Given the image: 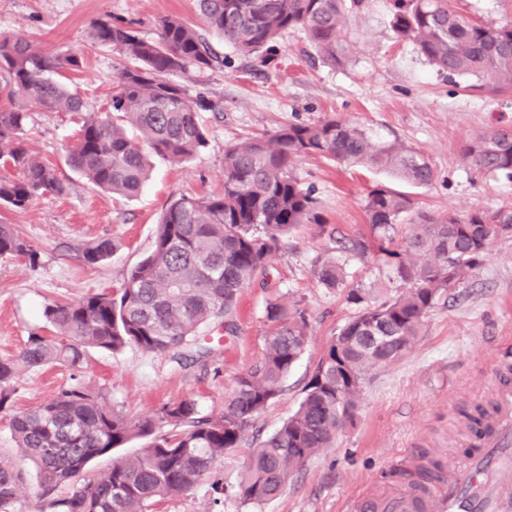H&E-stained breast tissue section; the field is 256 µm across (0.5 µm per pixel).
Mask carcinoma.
<instances>
[{
	"label": "carcinoma",
	"mask_w": 512,
	"mask_h": 512,
	"mask_svg": "<svg viewBox=\"0 0 512 512\" xmlns=\"http://www.w3.org/2000/svg\"><path fill=\"white\" fill-rule=\"evenodd\" d=\"M196 5L210 29L261 61L277 52V39L292 29L305 31L329 65L346 59L345 0H196ZM391 27L438 73L474 77L475 89L483 92L512 89L511 19L475 21L450 8L448 0H392ZM158 30L157 38L145 39L124 19L90 25V45L110 48L125 60L102 108L59 78L64 69H80L79 55L39 54L24 38L0 32V94L11 101L0 109V161L17 171L0 176V206L22 211L41 196L71 189L29 145L33 108L79 116L69 166L120 197L140 192L149 156L180 164L205 148L200 113L218 116L222 107L200 93L190 96L174 77L211 69L220 58L178 16L161 18ZM462 155L477 172L512 181V128H494L464 143ZM308 156L390 171L419 187L434 180L433 168L414 148L376 143L364 129L334 116L233 145L224 153V191L171 199L151 252L120 288L46 305L43 316L54 335L33 333L17 357L0 360V411L9 412L18 449L34 465L40 498L52 512H151L155 504L190 491L212 473L224 451L241 445L257 416L281 395L307 350L308 322L297 309L267 303L262 355L235 378L224 395V411L214 417L199 416L196 401L185 398L132 419L112 408L104 392L81 382L14 413L13 383L21 373L55 363L77 371L91 349L166 353L197 343L199 331L212 324L234 334L238 295L265 278L269 258L293 230L315 224L330 244L314 269L321 285L345 287L344 256L371 255L406 291L371 304L367 289H349L347 300L357 313L328 344L297 409L249 454L239 496L245 502L269 501L353 421L367 369L402 357L448 291L467 283L492 244L512 237L511 208L432 215L416 208L410 196L376 187L364 205L368 232L345 238L326 223L312 190L293 175L295 162ZM113 251L112 240L100 239L84 248L82 258L95 265ZM0 259L34 266L39 252L14 225L0 222ZM143 438L150 443L139 454L115 455ZM104 456L112 457L111 467L80 479L70 495H56ZM22 479L21 468L0 458V512H16Z\"/></svg>",
	"instance_id": "obj_1"
}]
</instances>
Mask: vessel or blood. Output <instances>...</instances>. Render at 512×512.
<instances>
[{"label":"vessel or blood","mask_w":512,"mask_h":512,"mask_svg":"<svg viewBox=\"0 0 512 512\" xmlns=\"http://www.w3.org/2000/svg\"><path fill=\"white\" fill-rule=\"evenodd\" d=\"M476 448L449 464L432 488L374 489L352 512H512V386L501 385Z\"/></svg>","instance_id":"1"}]
</instances>
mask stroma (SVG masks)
Returning a JSON list of instances; mask_svg holds the SVG:
<instances>
[{
	"label": "stroma",
	"instance_id": "1",
	"mask_svg": "<svg viewBox=\"0 0 512 512\" xmlns=\"http://www.w3.org/2000/svg\"><path fill=\"white\" fill-rule=\"evenodd\" d=\"M172 15L193 24L222 60L210 70L189 71L180 83L189 94L203 92L221 100L224 114L201 113L206 148L179 166L153 157L149 181L136 198L126 200L112 198L67 164L75 116L32 111L29 143L71 190L38 198L24 211L0 207V216L40 253L34 267L0 260V359L16 357L29 334L44 332L46 304L119 288L151 251L171 198L221 193L228 145L288 124L333 115L376 140L415 148L434 169L433 184L418 187L366 166L299 159L295 176L312 188L319 214L343 236L366 232L365 198L379 185L410 195L419 209L435 215L512 208V181L476 172L461 153L466 141L512 126V91L488 94L472 89L471 78L439 74L411 42L396 38L386 0H371L367 8L347 13L352 49L336 67L319 58L300 29L279 37L277 53L267 63L243 55L208 28L195 0H0V31L22 35L44 52L79 53L83 65L67 72V81L91 101L103 103L112 95L123 60L112 49L87 44L89 24L124 17L136 21L142 37L152 38L157 21ZM101 238L112 239V256L86 264L83 249ZM327 248L315 225L294 230L272 258L265 280L240 294L234 334L208 329L210 354L187 347L178 363L170 354L136 348L117 354L92 350L79 372L58 365L21 374L14 410L39 406L78 379L103 389L112 406L131 417L152 415L162 404L184 398L196 400L200 415L220 414L235 377L263 352L265 307L275 300L305 310L308 348L290 371L283 394L256 419L240 447L217 460L215 468L224 478L222 502L213 504L210 483L204 480L161 502L154 512H348L357 494L405 484L412 458L448 465L469 445L466 414L492 409L502 380L497 368L512 365V238L497 242L468 283L449 292L409 352L368 369L357 416L332 447L310 458L275 499L246 502L237 495L251 450L296 408L326 346L356 313L346 288L326 289L313 274ZM346 272L348 285L369 289L371 301L401 291L373 259L350 258Z\"/></svg>",
	"mask_w": 512,
	"mask_h": 512
}]
</instances>
